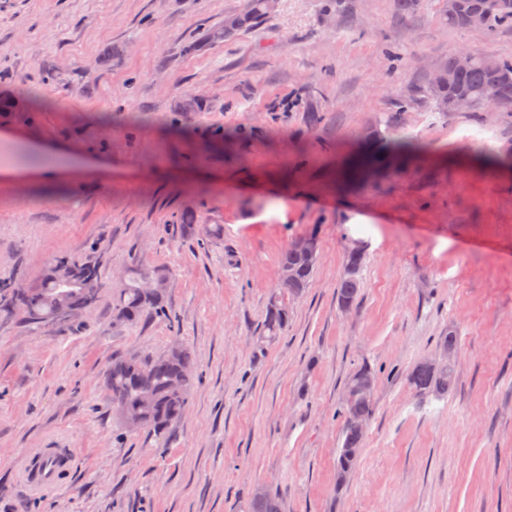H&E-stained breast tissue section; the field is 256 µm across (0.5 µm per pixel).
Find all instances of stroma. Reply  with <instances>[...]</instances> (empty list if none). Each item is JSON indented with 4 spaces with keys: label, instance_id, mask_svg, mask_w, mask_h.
<instances>
[{
    "label": "stroma",
    "instance_id": "35a3bbf8",
    "mask_svg": "<svg viewBox=\"0 0 512 512\" xmlns=\"http://www.w3.org/2000/svg\"><path fill=\"white\" fill-rule=\"evenodd\" d=\"M440 2L405 21L393 0H340L331 16L279 0L210 41L244 0H0V97L15 102L0 112V281L30 288L56 257L95 255L109 286L76 330L0 322V512H249L262 488L284 512H512V169L479 164L512 151V117L419 94L454 52L512 57V29L442 28ZM188 95L200 111H179ZM371 132L424 151L340 184ZM61 153L80 165L57 167ZM188 214L223 237L184 234ZM311 233V284L258 343L280 255ZM135 266L164 273L175 322L113 324L110 289ZM450 333L455 385L420 399L405 375ZM176 342L194 386L162 442L125 428L102 380L114 352ZM365 363L375 412L340 487L339 412ZM36 448L75 455L58 488L24 483ZM252 7L250 12L246 14L232 13L224 17V25L216 27L209 32V37L213 40H221L231 37L242 29H246L253 24L261 22L270 14L267 8V0H251ZM232 20L233 24L229 25L228 21ZM350 253L347 252L345 264H344V272L343 275L340 278L338 288H337V294H336V300L338 302V305L341 306L345 303H350L351 305L357 304L358 295L360 292V282L358 279V274L360 272V268L362 265V258H355V256H361L363 253V250L360 245L353 244L352 247L348 250ZM353 254V255H352ZM357 263L359 265V271L357 274H350L347 272V267L351 264Z\"/></svg>",
    "mask_w": 512,
    "mask_h": 512
}]
</instances>
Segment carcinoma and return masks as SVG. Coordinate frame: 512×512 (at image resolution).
I'll return each mask as SVG.
<instances>
[{"label": "carcinoma", "mask_w": 512, "mask_h": 512, "mask_svg": "<svg viewBox=\"0 0 512 512\" xmlns=\"http://www.w3.org/2000/svg\"><path fill=\"white\" fill-rule=\"evenodd\" d=\"M468 6L482 9L485 14L483 34L493 36L499 30L512 26V8L503 5L502 0H464ZM270 14L267 0H252L250 12L232 13L224 17L226 24L209 32L213 40L231 37ZM474 61L456 72L453 84L443 81L435 89L425 88L422 93L435 103L438 112L447 111L448 97L465 94L471 98L472 107L478 108L487 101L481 92L491 80L497 82V100L493 106L501 112H512V59L491 58L479 52L473 53ZM418 146L401 136H381L370 133L365 137V147L349 163L348 174L359 178L358 162L367 160L374 164L402 160ZM318 256L304 257L293 247H287L281 255L279 276L289 278L301 291L309 287L314 276ZM155 272L137 268L131 271L129 282L122 284L112 296V320L129 323L149 314L164 313L165 294L149 293L143 288V281ZM99 265L87 260L79 261L69 256L58 257L38 284L18 294L8 284L0 282V318L23 315L28 328L71 323L75 317L95 307L99 302L102 288ZM358 275L343 272L340 278L336 300L342 305L357 304L359 289ZM293 297L288 289L280 288L270 297L264 319L259 328L258 340L272 341L288 327L291 318ZM64 304L70 309L65 321H54L55 308ZM193 366L190 351L175 344L164 354L141 357L133 354H115L104 377V387L112 401V410L121 416L120 409L142 415L143 428L159 440L168 438L172 425L181 418L188 404L193 386V373L183 370ZM407 384L419 396L444 397L453 388L454 372L447 367L431 366L424 362L415 364L405 375ZM374 394L360 395L343 405L344 419L342 448L336 467L348 474L355 467L360 456L365 433L356 432L349 424L353 415L370 419L373 415ZM250 512H281L279 498L268 490H258L251 501Z\"/></svg>", "instance_id": "cac0c4a2"}]
</instances>
